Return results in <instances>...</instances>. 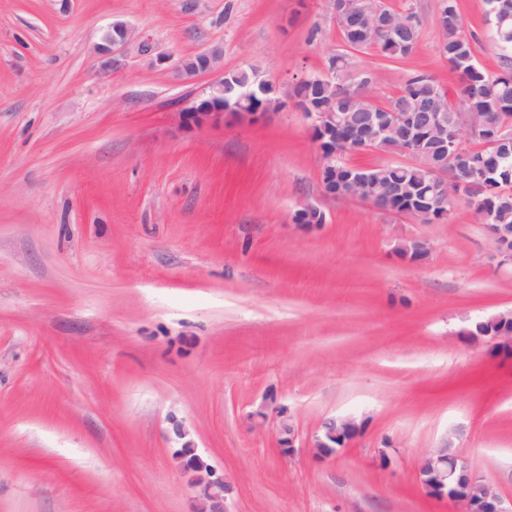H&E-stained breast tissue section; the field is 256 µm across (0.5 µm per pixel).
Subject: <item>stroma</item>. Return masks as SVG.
<instances>
[{
    "label": "stroma",
    "mask_w": 512,
    "mask_h": 512,
    "mask_svg": "<svg viewBox=\"0 0 512 512\" xmlns=\"http://www.w3.org/2000/svg\"><path fill=\"white\" fill-rule=\"evenodd\" d=\"M419 48L356 52L389 107L414 72L446 91L440 0ZM477 63L500 59L486 0H457ZM132 39L114 71L97 46ZM222 67L277 85L344 41L329 0H0V512H196L184 447L226 475L228 512H457L417 481L457 452L512 498V356L472 323L512 311V268L465 198L424 224L326 196L296 106L204 128L185 111ZM313 207L323 223H293ZM421 237V262L398 248ZM300 443L365 419L329 459L278 450L268 391ZM130 32L128 28L121 23H112L102 35L98 50L105 56L112 55V59L106 62V66L114 69L118 65V60L114 58L118 49L122 47L129 39ZM222 57V51L215 47L208 52L186 59L182 62L178 71L186 77L193 76L199 72H212L218 69V64Z\"/></svg>",
    "instance_id": "1"
}]
</instances>
